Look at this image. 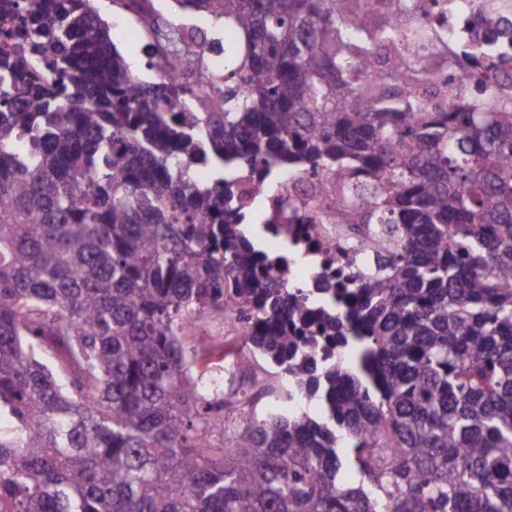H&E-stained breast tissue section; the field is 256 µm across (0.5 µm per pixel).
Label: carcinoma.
<instances>
[{"label":"carcinoma","mask_w":512,"mask_h":512,"mask_svg":"<svg viewBox=\"0 0 512 512\" xmlns=\"http://www.w3.org/2000/svg\"><path fill=\"white\" fill-rule=\"evenodd\" d=\"M176 2L242 37L224 78L142 81L92 0H0V512H512V76L448 86L423 0ZM211 48L163 44L184 77ZM236 169L372 229L338 324L265 286ZM239 301L325 420L193 371Z\"/></svg>","instance_id":"carcinoma-1"}]
</instances>
